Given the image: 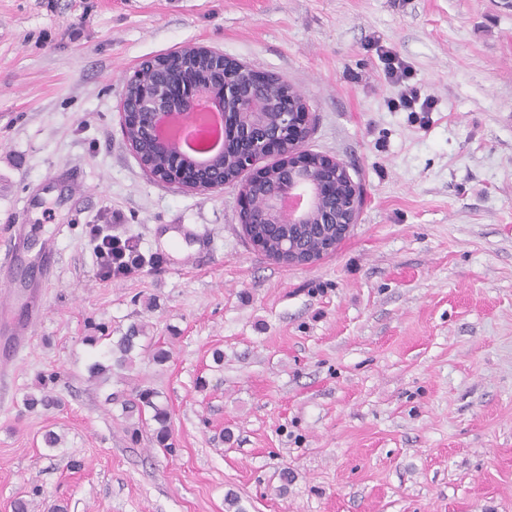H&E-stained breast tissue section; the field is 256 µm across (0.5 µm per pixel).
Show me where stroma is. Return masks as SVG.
<instances>
[{"label": "stroma", "instance_id": "obj_1", "mask_svg": "<svg viewBox=\"0 0 512 512\" xmlns=\"http://www.w3.org/2000/svg\"><path fill=\"white\" fill-rule=\"evenodd\" d=\"M188 45L301 93L305 150L363 184L314 265L258 251L236 187L175 190L130 150L126 79ZM382 47L433 97L424 121L394 107ZM69 167L76 223L47 184ZM103 222L137 241L138 274L98 275ZM21 223L10 316L35 296L42 318L15 358L0 333V512L35 486L34 512H224L230 491L245 512H512V0H0V255ZM134 321L170 360L90 380L84 336ZM43 374L63 410L24 409ZM143 386L173 453L104 403Z\"/></svg>", "mask_w": 512, "mask_h": 512}]
</instances>
